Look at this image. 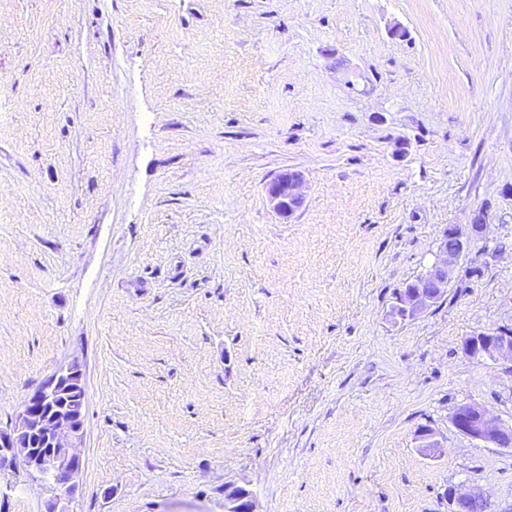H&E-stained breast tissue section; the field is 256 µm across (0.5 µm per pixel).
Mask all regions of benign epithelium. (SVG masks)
<instances>
[{"mask_svg":"<svg viewBox=\"0 0 512 512\" xmlns=\"http://www.w3.org/2000/svg\"><path fill=\"white\" fill-rule=\"evenodd\" d=\"M303 185L304 178L299 171L286 169L276 175L266 186L274 210L288 217L299 210L305 200ZM482 229L479 218L468 227L448 225L437 246L436 259L426 269V282L432 283L433 288L411 294L406 303L407 317L416 316L445 296L448 280ZM463 351L470 358L512 359V332L475 334L465 339ZM76 387L86 389L84 374L67 364L27 396L14 422L9 428L0 429V472L19 466L39 473L47 471L56 485L72 492L82 469L77 448L84 436V426L75 415L50 408L47 402ZM451 422L459 433L486 447L512 449V426L481 406L458 407ZM448 496L456 503L457 512H466L471 505L483 501L481 495L470 492L451 491ZM224 512H255L250 494L238 488L227 492Z\"/></svg>","mask_w":512,"mask_h":512,"instance_id":"benign-epithelium-1","label":"benign epithelium"}]
</instances>
